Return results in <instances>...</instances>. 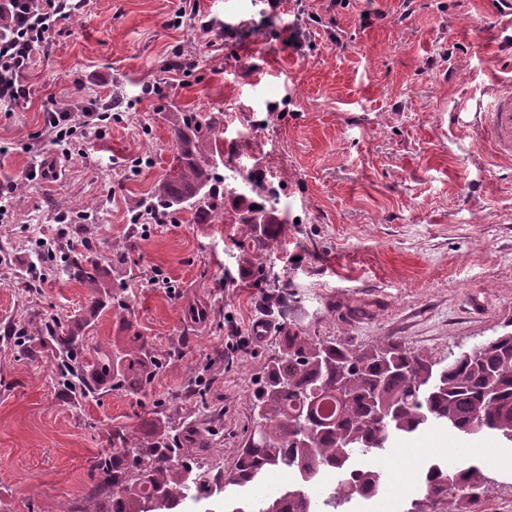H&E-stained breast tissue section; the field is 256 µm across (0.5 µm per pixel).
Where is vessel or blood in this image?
<instances>
[{"label": "vessel or blood", "mask_w": 512, "mask_h": 512, "mask_svg": "<svg viewBox=\"0 0 512 512\" xmlns=\"http://www.w3.org/2000/svg\"><path fill=\"white\" fill-rule=\"evenodd\" d=\"M468 131L496 157L512 159V81L498 86L491 103L479 112Z\"/></svg>", "instance_id": "vessel-or-blood-1"}]
</instances>
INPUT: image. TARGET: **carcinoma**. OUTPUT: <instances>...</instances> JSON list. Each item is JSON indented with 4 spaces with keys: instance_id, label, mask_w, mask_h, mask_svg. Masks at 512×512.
Here are the masks:
<instances>
[{
    "instance_id": "cac0c4a2",
    "label": "carcinoma",
    "mask_w": 512,
    "mask_h": 512,
    "mask_svg": "<svg viewBox=\"0 0 512 512\" xmlns=\"http://www.w3.org/2000/svg\"><path fill=\"white\" fill-rule=\"evenodd\" d=\"M220 119L213 113L184 112L175 137L179 145L180 172L163 180L144 207L148 219H173L190 212L199 224L224 218V198L233 201L234 223L246 224L248 240H233L245 264L268 251L278 239L274 212L256 201L276 192L247 174L255 197L224 195L219 189L215 163L239 156L235 144L224 148ZM82 249L69 245L70 256L56 274L82 285L105 288L97 262ZM266 285L268 307L288 315V288L268 279L263 266L255 272ZM57 369L70 394L85 398L95 385L86 373L73 325L59 318L45 322ZM123 351L96 349L98 376L124 388L128 378L139 385L150 381L162 361L140 347V354L122 365ZM326 403L334 405L322 413ZM254 428L245 448L228 474L233 486L257 482L272 468H286L300 480L284 493L247 504L232 512H321L379 488L381 471L355 467L357 457L384 454L393 439L413 434L430 424L447 426L461 435L490 434L512 444V331H504L475 346V350L448 355L437 365L422 353L395 340L370 348H353L345 342L315 341L290 329L278 354L267 367L252 402ZM211 441L195 429L169 426L142 440L131 431H112V447L126 452L98 462L105 481L112 482V512H160L187 499L213 496L212 485L198 456ZM334 473L337 483L321 499L318 477ZM494 484L476 463L463 461L450 469L430 464L419 481V493L403 512H462V501L488 492Z\"/></svg>"
}]
</instances>
